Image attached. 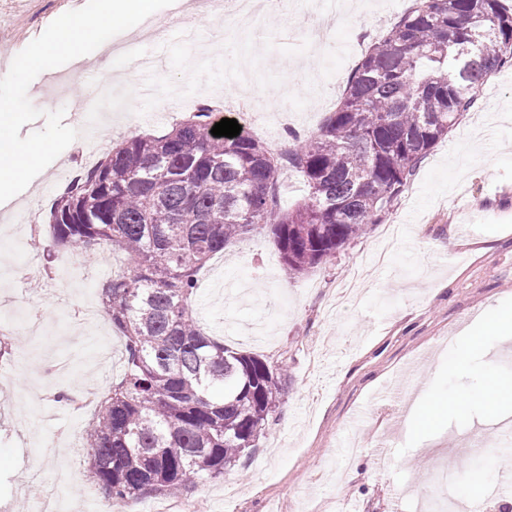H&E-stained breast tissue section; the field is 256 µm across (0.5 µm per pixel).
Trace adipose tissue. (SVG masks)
I'll return each mask as SVG.
<instances>
[{
  "label": "adipose tissue",
  "mask_w": 512,
  "mask_h": 512,
  "mask_svg": "<svg viewBox=\"0 0 512 512\" xmlns=\"http://www.w3.org/2000/svg\"><path fill=\"white\" fill-rule=\"evenodd\" d=\"M153 0H98L94 9L59 18L38 48L23 55L16 67L20 70L47 69L58 55H66L73 63L88 58V48L98 53H111L114 28H128L151 17ZM18 113L0 103V191L31 176L54 147L53 141L37 139L14 142L12 127L19 122Z\"/></svg>",
  "instance_id": "adipose-tissue-1"
}]
</instances>
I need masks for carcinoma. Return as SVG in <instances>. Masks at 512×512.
<instances>
[{
  "mask_svg": "<svg viewBox=\"0 0 512 512\" xmlns=\"http://www.w3.org/2000/svg\"><path fill=\"white\" fill-rule=\"evenodd\" d=\"M512 61L504 0H415L351 73L336 110L283 160L250 133L215 137L203 108L160 137H132L55 201L53 239L105 243L134 266L101 301L124 340L126 371L84 435L107 502L175 495L224 475L255 442L284 392L286 366L201 331L197 275L224 247L272 235L290 275L304 274L383 216L421 161ZM307 195L282 206L281 170Z\"/></svg>",
  "mask_w": 512,
  "mask_h": 512,
  "instance_id": "cac0c4a2",
  "label": "carcinoma"
}]
</instances>
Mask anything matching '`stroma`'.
Here are the masks:
<instances>
[{
  "label": "stroma",
  "mask_w": 512,
  "mask_h": 512,
  "mask_svg": "<svg viewBox=\"0 0 512 512\" xmlns=\"http://www.w3.org/2000/svg\"><path fill=\"white\" fill-rule=\"evenodd\" d=\"M0 0V98L24 118L18 140L56 146L41 169L0 206V321L23 328L0 350V512H17L42 483L55 486L49 512H103L90 487L82 434L97 411L73 410L70 396L102 391L124 363L99 365L103 345L123 349L101 304L108 272L97 251L56 244L48 232L52 203L65 181L97 166L117 143L160 136L201 108L226 113L241 101L267 109L287 102L293 124L315 132L335 109L359 55L352 47L378 21L396 23L413 0H348L335 22L315 0L260 27L189 0L197 42L175 31L165 40L113 32L112 60L95 84L83 83L60 57L52 70L15 73L69 8L63 0ZM327 38L313 49L302 32L312 21ZM222 30L231 52L247 60L252 80H227L221 59L199 56L197 43ZM157 56L150 96L131 100L122 78L126 48ZM91 125L94 141L65 139L63 127ZM33 266L35 286L20 292L17 270ZM95 320L71 325L66 304ZM203 331L228 347L285 363L280 404L254 448L224 477L186 490L199 512H420L427 486L467 512L465 453L475 436L493 441L483 479L512 495V434L496 408L476 400L494 367L512 386V338L470 336L495 310L512 311V82L481 86L475 110L418 165L383 223L305 275L285 271L266 232L227 245L198 277L193 299ZM412 366L425 395L470 396L449 408L437 445L401 422L382 390ZM446 466L431 475L433 462Z\"/></svg>",
  "instance_id": "obj_1"
}]
</instances>
